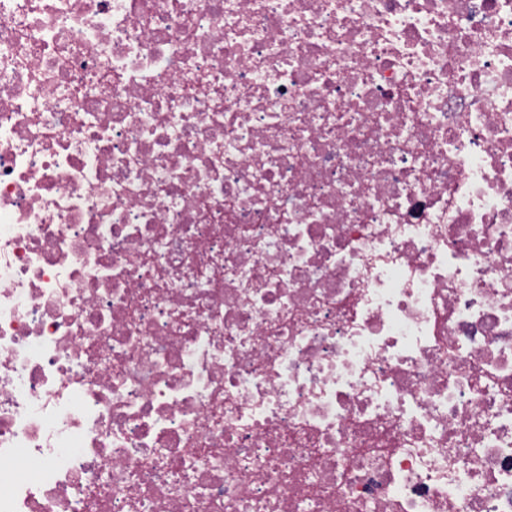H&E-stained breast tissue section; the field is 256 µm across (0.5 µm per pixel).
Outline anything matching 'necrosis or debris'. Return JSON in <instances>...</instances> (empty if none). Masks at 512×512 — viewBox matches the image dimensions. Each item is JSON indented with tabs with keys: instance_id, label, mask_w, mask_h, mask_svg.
<instances>
[{
	"instance_id": "4bbe7bcc",
	"label": "necrosis or debris",
	"mask_w": 512,
	"mask_h": 512,
	"mask_svg": "<svg viewBox=\"0 0 512 512\" xmlns=\"http://www.w3.org/2000/svg\"><path fill=\"white\" fill-rule=\"evenodd\" d=\"M0 512H512V0H0Z\"/></svg>"
}]
</instances>
